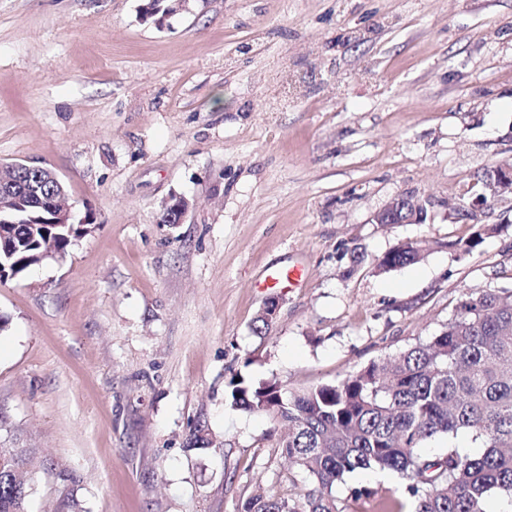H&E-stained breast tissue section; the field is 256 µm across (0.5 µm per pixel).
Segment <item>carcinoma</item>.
<instances>
[{"label":"carcinoma","mask_w":512,"mask_h":512,"mask_svg":"<svg viewBox=\"0 0 512 512\" xmlns=\"http://www.w3.org/2000/svg\"><path fill=\"white\" fill-rule=\"evenodd\" d=\"M11 178L19 191L12 239V266L21 274L43 236L66 253L74 238L52 223L49 209L61 189L42 170L19 168ZM480 227L452 246L458 257L473 252L493 233ZM419 249L392 252L388 272L420 261ZM225 401L234 410L264 413L288 436L281 454L310 479L311 488L285 500L256 496L243 512H340L333 487L357 471L395 472L397 498H383V512H487L493 492L512 495V292L463 293L448 325L428 342L369 364L337 383L290 391L275 379L230 380ZM472 433L484 452L463 455L448 446L436 456L420 452L440 437ZM19 458L0 469V512H26L29 485Z\"/></svg>","instance_id":"obj_1"}]
</instances>
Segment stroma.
Masks as SVG:
<instances>
[{"label": "stroma", "mask_w": 512, "mask_h": 512, "mask_svg": "<svg viewBox=\"0 0 512 512\" xmlns=\"http://www.w3.org/2000/svg\"><path fill=\"white\" fill-rule=\"evenodd\" d=\"M142 4L0 0V163L55 170L93 222L0 282V448L33 459L27 512L296 498L281 428L226 404L234 375L334 383L428 341L464 292H512V196L453 208L512 164V0H184L159 24ZM401 193L426 222L374 223ZM409 242L419 263L378 271ZM398 486L360 471L333 494L379 512Z\"/></svg>", "instance_id": "stroma-1"}]
</instances>
